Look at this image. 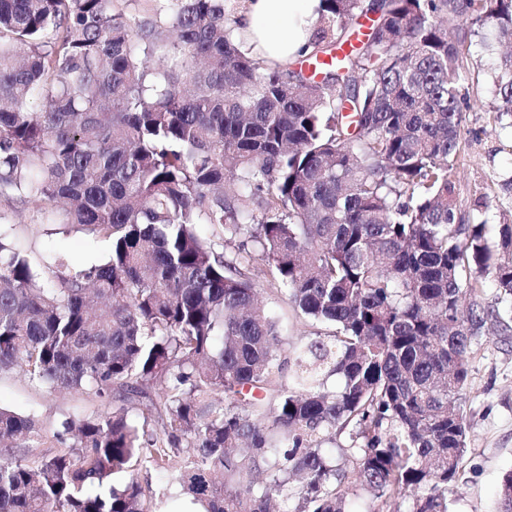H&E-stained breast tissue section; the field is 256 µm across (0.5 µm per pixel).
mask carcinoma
I'll use <instances>...</instances> for the list:
<instances>
[{"label":"carcinoma","instance_id":"carcinoma-1","mask_svg":"<svg viewBox=\"0 0 512 512\" xmlns=\"http://www.w3.org/2000/svg\"><path fill=\"white\" fill-rule=\"evenodd\" d=\"M114 2L0 0V201L111 244L35 267L0 236V372L112 401L33 462L34 421L0 408V512H154L143 468L204 512H271L295 482L294 512H349L359 489L369 512H449L494 319L477 298L489 282L512 307V224L492 241L457 206L448 23L512 46V0H320L311 72L242 52L224 0ZM491 80L512 113V53ZM260 277L332 334L281 357Z\"/></svg>","mask_w":512,"mask_h":512}]
</instances>
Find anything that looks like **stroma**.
Listing matches in <instances>:
<instances>
[{
  "label": "stroma",
  "instance_id": "stroma-1",
  "mask_svg": "<svg viewBox=\"0 0 512 512\" xmlns=\"http://www.w3.org/2000/svg\"><path fill=\"white\" fill-rule=\"evenodd\" d=\"M448 34L463 48L468 75V94L462 106L465 119L453 171L458 204L468 212L476 200L485 199L481 217L488 226L512 223V117H497L487 107L493 98L489 74L495 57L482 48L481 41L491 37L492 30L485 27L474 36L457 22L449 26ZM0 232L25 242L36 262L48 247L65 252L79 265L108 256L107 243L91 242L79 227L41 223L32 204L10 214ZM261 297L280 324L283 343L328 333V325L297 314L287 297L266 289ZM502 318V324L487 325L469 355L468 453L450 512H494L501 480L512 471V313L503 312ZM0 407L34 419L39 436L30 440L26 450L27 459L33 461L57 451L53 434L63 420L95 416L106 410L107 404L91 390L57 391L29 380L15 368L0 372Z\"/></svg>",
  "mask_w": 512,
  "mask_h": 512
}]
</instances>
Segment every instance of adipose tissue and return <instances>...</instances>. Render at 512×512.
I'll return each mask as SVG.
<instances>
[{
  "instance_id": "adipose-tissue-1",
  "label": "adipose tissue",
  "mask_w": 512,
  "mask_h": 512,
  "mask_svg": "<svg viewBox=\"0 0 512 512\" xmlns=\"http://www.w3.org/2000/svg\"><path fill=\"white\" fill-rule=\"evenodd\" d=\"M319 0H244L233 37L256 57L283 66L310 50Z\"/></svg>"
}]
</instances>
